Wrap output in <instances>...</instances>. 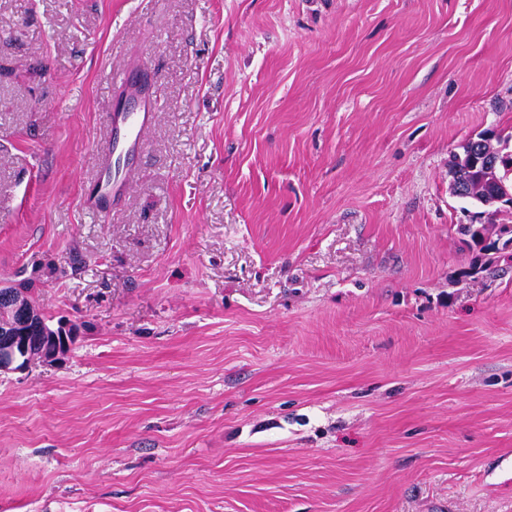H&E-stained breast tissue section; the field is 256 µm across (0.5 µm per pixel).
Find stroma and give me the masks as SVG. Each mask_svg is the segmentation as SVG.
Segmentation results:
<instances>
[{"mask_svg": "<svg viewBox=\"0 0 512 512\" xmlns=\"http://www.w3.org/2000/svg\"><path fill=\"white\" fill-rule=\"evenodd\" d=\"M133 188L82 206L111 73ZM512 0H0V286L74 343L0 370V512H512ZM114 81L125 99L108 111L105 145L98 154L95 178L83 198L85 209L103 219L110 216L112 204L132 189L130 172L140 159L144 135L155 123L158 112L155 82L148 69L137 78H131L125 69ZM483 134L484 132L477 134L473 141H467L462 146L463 158L454 165L455 177L452 186L455 196L494 208L491 211V215H494L502 209H512V204L509 206L504 202L496 201L497 196L494 194V190L498 191L502 185L512 189V168L473 167L469 164L467 155L470 151L475 152V147L478 148V153L487 156L496 155L501 150L500 146L503 140L500 135L494 133L492 138L486 139L483 138Z\"/></svg>", "mask_w": 512, "mask_h": 512, "instance_id": "35a3bbf8", "label": "stroma"}]
</instances>
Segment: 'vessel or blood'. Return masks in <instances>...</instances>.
Returning a JSON list of instances; mask_svg holds the SVG:
<instances>
[{
  "instance_id": "obj_1",
  "label": "vessel or blood",
  "mask_w": 512,
  "mask_h": 512,
  "mask_svg": "<svg viewBox=\"0 0 512 512\" xmlns=\"http://www.w3.org/2000/svg\"><path fill=\"white\" fill-rule=\"evenodd\" d=\"M114 81L124 100L108 111L105 145L83 198L85 209L102 218L109 217L116 200L129 194L130 172L140 159L144 135L157 117L155 82L149 71L135 78L125 72Z\"/></svg>"
}]
</instances>
